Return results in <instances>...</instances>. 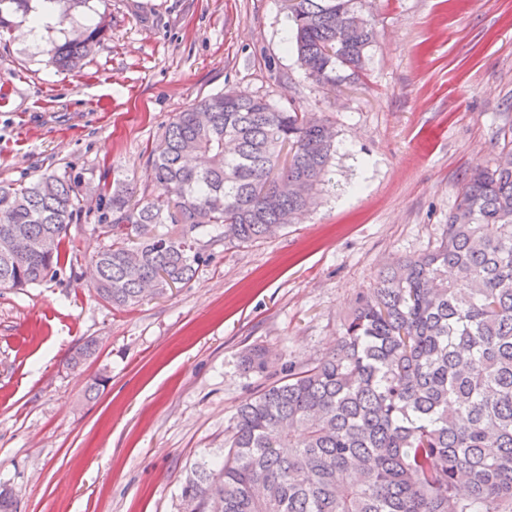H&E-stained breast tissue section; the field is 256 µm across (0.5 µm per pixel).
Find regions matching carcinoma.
I'll return each instance as SVG.
<instances>
[{
    "mask_svg": "<svg viewBox=\"0 0 512 512\" xmlns=\"http://www.w3.org/2000/svg\"><path fill=\"white\" fill-rule=\"evenodd\" d=\"M52 2L64 21L90 0ZM363 2L288 0L297 59L317 84L364 69L375 31ZM35 10L33 0H0V28ZM105 31L103 19L71 30L51 63L81 67ZM327 129L242 91L176 113L149 158L163 198L134 203L128 186L107 189L93 227L108 240L92 258L97 295L120 309L143 300L146 280L160 295L190 279L207 226L239 247L294 223L331 182ZM84 207L65 173L0 186V241H55L48 253L0 251V288L57 274ZM168 220L180 234H149ZM96 349L86 339L69 364ZM182 496L193 512H512V136L469 177L439 245L386 268L330 351L288 365L239 405L224 457L195 465Z\"/></svg>",
    "mask_w": 512,
    "mask_h": 512,
    "instance_id": "cac0c4a2",
    "label": "carcinoma"
}]
</instances>
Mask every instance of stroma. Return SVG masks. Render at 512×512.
I'll list each match as a JSON object with an SVG mask.
<instances>
[{"label": "stroma", "mask_w": 512, "mask_h": 512, "mask_svg": "<svg viewBox=\"0 0 512 512\" xmlns=\"http://www.w3.org/2000/svg\"><path fill=\"white\" fill-rule=\"evenodd\" d=\"M359 79L328 92L297 62L283 0H91L40 43L0 30V185L69 173L160 196L148 162L175 114L228 90L327 119L329 186L298 223L224 248L200 236L194 277L126 310L91 286L104 240L83 212L70 268L0 289V488L17 512H183L194 463L221 452L241 402L323 356L380 272L440 240L466 180L512 129V0H366ZM107 16L80 69L51 42ZM98 341L73 368L74 348ZM256 346L265 370L245 364ZM99 392H90L96 378Z\"/></svg>", "instance_id": "1"}]
</instances>
